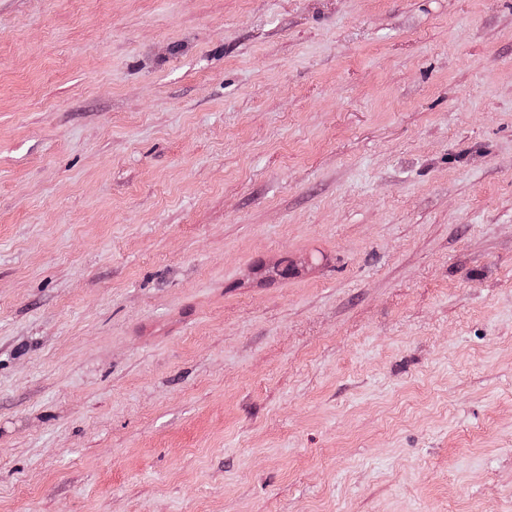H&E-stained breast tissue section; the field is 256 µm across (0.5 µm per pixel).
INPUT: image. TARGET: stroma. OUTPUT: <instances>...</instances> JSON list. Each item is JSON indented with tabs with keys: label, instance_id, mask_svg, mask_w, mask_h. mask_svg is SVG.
<instances>
[{
	"label": "stroma",
	"instance_id": "1",
	"mask_svg": "<svg viewBox=\"0 0 512 512\" xmlns=\"http://www.w3.org/2000/svg\"><path fill=\"white\" fill-rule=\"evenodd\" d=\"M0 512H512V0H0Z\"/></svg>",
	"mask_w": 512,
	"mask_h": 512
}]
</instances>
